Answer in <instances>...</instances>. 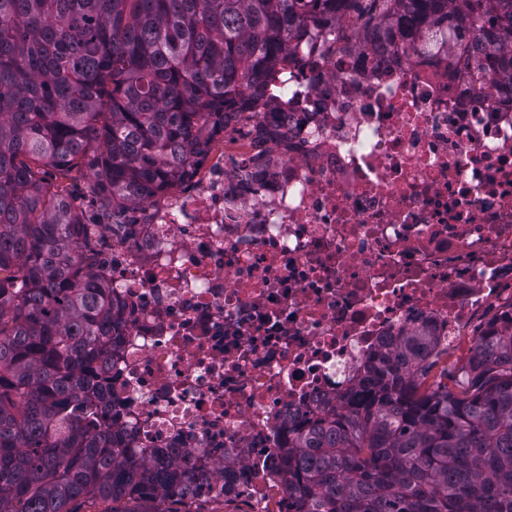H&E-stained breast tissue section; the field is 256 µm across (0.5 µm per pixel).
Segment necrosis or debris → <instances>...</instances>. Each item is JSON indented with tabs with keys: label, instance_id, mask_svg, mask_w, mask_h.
<instances>
[{
	"label": "necrosis or debris",
	"instance_id": "4bbe7bcc",
	"mask_svg": "<svg viewBox=\"0 0 512 512\" xmlns=\"http://www.w3.org/2000/svg\"><path fill=\"white\" fill-rule=\"evenodd\" d=\"M267 98L107 240L105 368L126 451L185 457L197 498L288 512L285 437L414 330L438 348L512 317V101L446 67L308 28ZM224 464L223 477L200 472Z\"/></svg>",
	"mask_w": 512,
	"mask_h": 512
}]
</instances>
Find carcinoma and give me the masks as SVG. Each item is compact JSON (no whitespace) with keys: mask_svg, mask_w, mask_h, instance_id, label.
Returning a JSON list of instances; mask_svg holds the SVG:
<instances>
[{"mask_svg":"<svg viewBox=\"0 0 512 512\" xmlns=\"http://www.w3.org/2000/svg\"><path fill=\"white\" fill-rule=\"evenodd\" d=\"M360 22L407 53L445 30L512 90V0H0V512H188L184 464L118 449L97 364L112 335L103 231L180 181L307 26ZM96 153L87 217L42 169ZM448 375L416 332L346 404L288 430L294 512H512V322Z\"/></svg>","mask_w":512,"mask_h":512,"instance_id":"obj_1","label":"carcinoma"}]
</instances>
